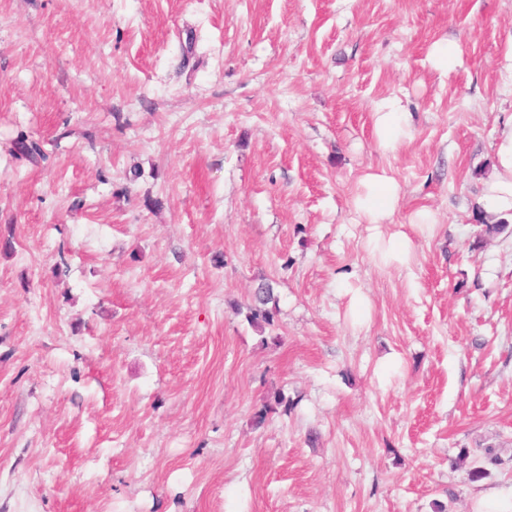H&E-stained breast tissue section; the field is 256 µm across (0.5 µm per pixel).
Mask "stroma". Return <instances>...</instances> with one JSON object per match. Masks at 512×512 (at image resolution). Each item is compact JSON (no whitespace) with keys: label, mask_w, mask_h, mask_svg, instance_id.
<instances>
[{"label":"stroma","mask_w":512,"mask_h":512,"mask_svg":"<svg viewBox=\"0 0 512 512\" xmlns=\"http://www.w3.org/2000/svg\"><path fill=\"white\" fill-rule=\"evenodd\" d=\"M509 120L512 0H0V512H473L512 481ZM433 64L443 73L452 70L458 64V52L456 44L448 39L436 43L433 50ZM374 130L378 146L387 152H394L399 146L411 140L414 132L413 115L404 112L394 99H381L375 104ZM494 149V165L491 174L484 180L482 199L487 221L481 215L488 234L503 230L500 220H512V121L504 124L497 133ZM362 186L363 192L356 196L354 206L367 224L378 228L393 216L400 200L401 187L384 170L366 174ZM373 251L383 265H398L408 268L413 258V243L403 232H395L388 237L378 233Z\"/></svg>","instance_id":"obj_1"}]
</instances>
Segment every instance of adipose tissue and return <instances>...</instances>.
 <instances>
[{
  "label": "adipose tissue",
  "instance_id": "ef3b65f1",
  "mask_svg": "<svg viewBox=\"0 0 512 512\" xmlns=\"http://www.w3.org/2000/svg\"><path fill=\"white\" fill-rule=\"evenodd\" d=\"M378 146L387 152L411 140L414 132L413 115L394 99L376 103L373 112ZM494 149V165L484 180L482 199L488 223L512 219V122L498 131ZM363 191L356 196L354 206L367 223L378 226L393 216L401 195L399 183L386 171L366 174Z\"/></svg>",
  "mask_w": 512,
  "mask_h": 512
}]
</instances>
